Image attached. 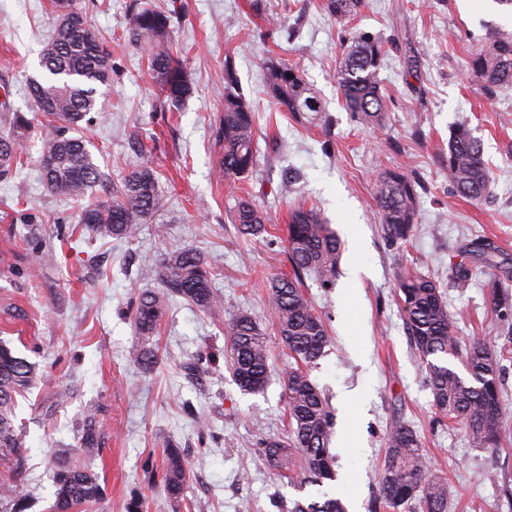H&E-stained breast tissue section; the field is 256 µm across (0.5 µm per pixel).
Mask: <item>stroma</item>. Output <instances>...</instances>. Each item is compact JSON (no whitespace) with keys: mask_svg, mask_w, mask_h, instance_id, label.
Listing matches in <instances>:
<instances>
[{"mask_svg":"<svg viewBox=\"0 0 512 512\" xmlns=\"http://www.w3.org/2000/svg\"><path fill=\"white\" fill-rule=\"evenodd\" d=\"M171 13L172 35L191 83L179 106H162L145 51L125 39L132 4ZM88 21L112 58V80L99 87L95 120L80 123L95 163L112 182L137 165H151L168 198L166 211L131 241L102 239L78 224L80 204L49 194L42 182L40 140L49 120L28 95L29 79H45L41 52L57 16L51 0H0V87L7 110L31 122L24 165L0 180V343L33 363L38 384L18 398L26 432L24 485L33 512L54 502L52 462L74 445L86 410L99 413L102 444L95 470L106 485L91 512H126L131 498L147 512H288L298 470L269 469L255 442L287 438L285 379L290 357L266 307L272 277L289 273L282 244L293 205L317 209L344 244L333 287L305 281V295L329 334L325 354L309 366L335 418L330 451L335 469L351 477L324 489L357 498L370 512L377 474L395 420L421 438L430 471L448 483V512H512V317L492 313L494 291L512 301V281L499 282L474 243L493 242L512 263V87L486 98L466 61L490 30L512 33V9L496 0H364L347 23L336 22L325 0H82ZM380 36L379 77L388 99L384 127L356 122L336 83L342 54L355 33ZM297 66L326 104L325 120L298 118L272 107L264 61ZM232 59L240 89L255 115L257 164L229 186L217 164L216 125L224 110V61ZM482 145L491 175L489 202L476 205L452 190L448 138L460 121ZM400 168L416 182L418 219L410 238L390 247L373 196L381 170ZM292 194L282 195L285 178ZM267 213V239L243 237L231 221L232 194ZM192 248L214 265L224 307L204 313L185 300L168 303L153 338L155 371L131 358L138 343L127 315L136 289L158 288L167 254ZM466 287L454 284L459 266ZM441 288L465 346L488 338L510 349L501 359L503 418L498 448H478L432 406L426 367L404 328L395 287L401 267ZM252 316L265 333L270 373L262 393L233 382L224 324ZM216 365L190 374L197 353ZM72 391L64 410L46 418L42 402ZM208 423L207 445L198 419ZM181 445L187 489L181 501L163 493L164 443Z\"/></svg>","mask_w":512,"mask_h":512,"instance_id":"35a3bbf8","label":"stroma"}]
</instances>
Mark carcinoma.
Segmentation results:
<instances>
[{
    "instance_id": "carcinoma-1",
    "label": "carcinoma",
    "mask_w": 512,
    "mask_h": 512,
    "mask_svg": "<svg viewBox=\"0 0 512 512\" xmlns=\"http://www.w3.org/2000/svg\"><path fill=\"white\" fill-rule=\"evenodd\" d=\"M59 16L55 36L41 53L40 66L55 77L51 82L33 78L30 97L38 110L54 124L41 138L40 166L47 192L63 199L94 201L79 213V224L97 235L133 239L141 225L167 208L155 171L141 164L128 171L115 191L108 190L87 144L70 135L79 122L94 111L98 87L112 80L110 55L100 46L88 23L80 0H53ZM363 0H326L333 19L343 22L356 15ZM171 19L162 11L137 7L128 40L148 50L149 67L167 104L176 107L191 92L183 60L170 37ZM382 41L367 33L352 37L337 70L338 89L355 121L381 127L388 112L381 93L379 70ZM272 104L293 114L324 111L313 88L295 68L269 57L264 63ZM469 73L486 97L512 86V34L493 31L467 62ZM29 126L20 112L14 113L8 130L0 131V179L8 178L20 162L23 139ZM219 141L223 145L221 170L224 181L236 182L252 174L257 161L254 112L238 92V79L230 60L224 62V112ZM448 173L455 193L477 204L490 197V179L479 139L461 123L448 140ZM384 238L391 245L410 237L418 216L415 181L402 170L382 171L374 184ZM232 221L246 236L258 238L266 232V215L246 197H234ZM286 249L293 274L269 282L268 307L282 344L296 365H288L286 395L290 431L288 440L266 437L259 442L268 467L288 469L301 460L305 476L299 486L322 487L336 480L335 457L329 444L333 414L323 392L314 384L306 367L324 354L329 339L324 318L303 292V276L309 275L322 288L335 284L339 274L341 242L336 232L312 207L297 205L288 213ZM399 305L408 336L426 360V380L438 414L462 424L478 448L499 444L502 420L500 373L492 344L476 339L464 349L457 347V325L448 313L440 287L428 277L402 271L396 283ZM182 298L205 312L224 307L208 259L192 250L173 254L160 263V289L134 294L130 314L140 341L134 362L151 371L156 353L150 346L168 300ZM230 341L228 367L244 391L257 393L267 383L269 350L253 317L238 314L224 327ZM459 359L470 375L462 378L443 363ZM37 379L36 368L25 358L0 344V512H27L31 497L22 487L24 448L17 432L16 397ZM99 443L97 413H87L79 428L78 447L60 448L53 459L55 501L53 512H75L104 499L100 478L86 461ZM171 500L184 496L186 461L179 448L167 445L162 477ZM379 494L371 509L391 512H448V486L432 474L424 458L417 432L396 422L387 436V450L378 476ZM289 512H347L341 496L318 491L316 497L293 501Z\"/></svg>"
}]
</instances>
